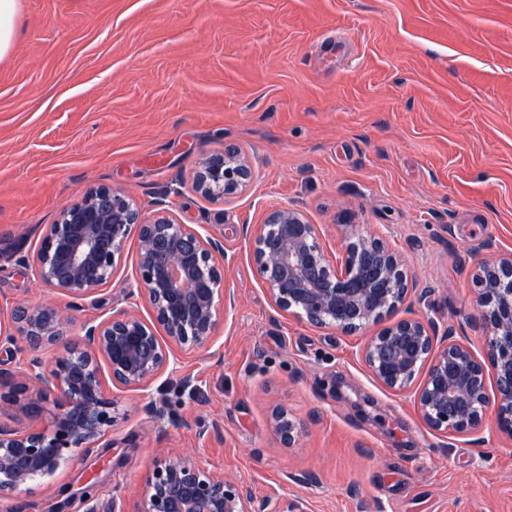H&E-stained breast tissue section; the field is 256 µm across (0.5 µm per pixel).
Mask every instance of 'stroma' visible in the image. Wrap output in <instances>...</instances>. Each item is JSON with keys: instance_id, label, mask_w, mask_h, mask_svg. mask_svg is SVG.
I'll return each mask as SVG.
<instances>
[{"instance_id": "1", "label": "stroma", "mask_w": 512, "mask_h": 512, "mask_svg": "<svg viewBox=\"0 0 512 512\" xmlns=\"http://www.w3.org/2000/svg\"><path fill=\"white\" fill-rule=\"evenodd\" d=\"M0 58V311L66 307L33 262L49 224L92 184L223 242L234 293L205 350L140 389L109 385L111 433L52 475L0 496V512H134L153 459L189 454L285 512H512V436L487 419L444 434L414 390L381 386L346 335L275 310L246 232L294 206L330 257L353 214L400 252L423 292L400 316L435 321L476 354L473 249L512 251V0H19ZM233 144L252 186L215 204L191 175ZM138 240L80 324L134 287ZM191 377L208 394L182 390ZM176 401L185 425L143 410ZM298 424L292 447L274 408Z\"/></svg>"}]
</instances>
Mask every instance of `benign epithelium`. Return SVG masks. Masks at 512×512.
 <instances>
[{
	"label": "benign epithelium",
	"mask_w": 512,
	"mask_h": 512,
	"mask_svg": "<svg viewBox=\"0 0 512 512\" xmlns=\"http://www.w3.org/2000/svg\"><path fill=\"white\" fill-rule=\"evenodd\" d=\"M255 163L236 146L204 153L193 184L204 198L222 203L250 187ZM352 229L332 260L319 231L297 208L268 211L249 235L259 276L276 309L307 325L355 333L393 314L412 297L403 257L381 239ZM139 242L138 280L99 321L84 322L74 339L71 320L47 305L18 306L11 322L0 323V346L13 348L20 363L0 367V408L15 404L39 412L52 403L44 430L0 426V494L53 474L72 456L92 449L117 422L120 409L108 396L101 366L112 383L138 388L175 364L179 353L212 344L224 322V303L234 299L224 288V246L176 220L168 209L145 212L122 190L88 187L64 206L48 226L35 266L39 281L70 298L68 310L114 278L126 240ZM478 322L485 332L493 369L494 406L499 427L512 431V252L477 259ZM144 302L153 321H144L132 303ZM166 342H161L157 329ZM63 349L51 365L40 351ZM361 356L382 386L403 391L420 380L416 406L435 431L474 432L489 407L484 364L451 333L438 336L430 320L404 317L368 337ZM143 410L172 427L183 417L170 402L150 400ZM271 424L290 448L298 433L288 411L276 408ZM136 512H257L250 488L199 464L190 455H159L152 464Z\"/></svg>",
	"instance_id": "7a95c632"
}]
</instances>
